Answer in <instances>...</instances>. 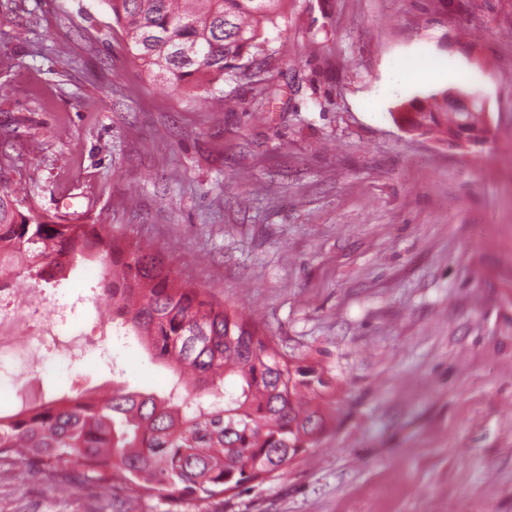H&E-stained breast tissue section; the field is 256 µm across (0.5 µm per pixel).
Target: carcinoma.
<instances>
[{"mask_svg":"<svg viewBox=\"0 0 512 512\" xmlns=\"http://www.w3.org/2000/svg\"><path fill=\"white\" fill-rule=\"evenodd\" d=\"M126 48L175 93L215 99L214 83L261 78L251 69L284 0H100ZM448 89L417 92L397 120L450 134L476 117L448 109ZM81 262L103 270L112 323L134 335L173 377L159 392L90 389L0 414V463L33 472L78 467L95 486H123L127 501H207L265 482L327 431L332 384L298 378L301 364L201 288L174 280L164 257L132 247L103 224L55 221L0 187V275L24 269L59 284Z\"/></svg>","mask_w":512,"mask_h":512,"instance_id":"cac0c4a2","label":"carcinoma"}]
</instances>
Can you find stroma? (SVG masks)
Listing matches in <instances>:
<instances>
[{"mask_svg":"<svg viewBox=\"0 0 512 512\" xmlns=\"http://www.w3.org/2000/svg\"><path fill=\"white\" fill-rule=\"evenodd\" d=\"M257 65L208 104L126 51L100 0H0V183L37 211L103 224L320 363L335 390L322 441L261 484L131 512H512V0H288ZM435 87L467 73L492 125L481 151L403 129L402 60ZM294 64L280 75L282 61ZM79 264L46 300L85 297ZM64 378L17 364L22 399L110 385L161 390L135 337ZM0 466V512H103L109 492Z\"/></svg>","mask_w":512,"mask_h":512,"instance_id":"obj_1","label":"stroma"}]
</instances>
